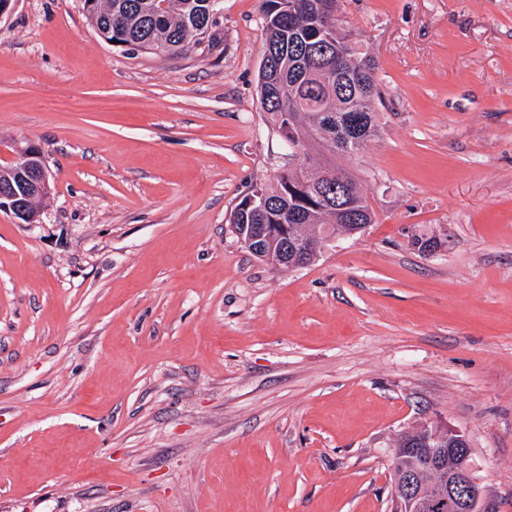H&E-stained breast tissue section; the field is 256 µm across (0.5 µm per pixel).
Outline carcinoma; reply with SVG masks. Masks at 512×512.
<instances>
[{
    "mask_svg": "<svg viewBox=\"0 0 512 512\" xmlns=\"http://www.w3.org/2000/svg\"><path fill=\"white\" fill-rule=\"evenodd\" d=\"M91 2L85 17L106 41L134 50L177 53L200 40L216 0ZM323 2L263 0V55L269 65L259 72L258 92L266 122L289 151L298 155L313 140L332 156H352L379 130L377 66L342 32V19L326 18L320 8ZM353 112L364 117L354 133L346 126ZM328 170L341 176L343 184L325 179ZM259 193L273 202L266 214L245 210L249 198ZM231 217L237 225H288V234L305 244L313 260L334 235L374 222L372 206L356 177L328 158L317 168L303 164L271 185L254 187ZM429 431L448 440V431L429 423L404 434L397 447L407 448Z\"/></svg>",
    "mask_w": 512,
    "mask_h": 512,
    "instance_id": "obj_1",
    "label": "carcinoma"
}]
</instances>
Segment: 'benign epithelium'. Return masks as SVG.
<instances>
[{"instance_id":"1","label":"benign epithelium","mask_w":512,"mask_h":512,"mask_svg":"<svg viewBox=\"0 0 512 512\" xmlns=\"http://www.w3.org/2000/svg\"><path fill=\"white\" fill-rule=\"evenodd\" d=\"M0 210H7L25 224L38 220L39 210L29 212L26 202H37L51 192L52 174L43 148L29 142L14 153V158L0 166ZM241 242L250 251L261 249L260 240L281 238L271 224H245L239 233ZM470 448H438L429 456L427 467L434 473L432 495H426L415 470L401 464L402 449L394 451L392 467H401L405 475L402 488L394 491L401 512H434L448 507V512H493L484 489L471 475Z\"/></svg>"}]
</instances>
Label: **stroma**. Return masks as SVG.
<instances>
[{
	"mask_svg": "<svg viewBox=\"0 0 512 512\" xmlns=\"http://www.w3.org/2000/svg\"><path fill=\"white\" fill-rule=\"evenodd\" d=\"M221 9L177 54L83 0L0 16V143L53 173L37 223L0 211V512H388L426 422L512 512V0H340L382 94L347 162L375 217L290 269L229 222L289 159L261 0Z\"/></svg>",
	"mask_w": 512,
	"mask_h": 512,
	"instance_id": "1",
	"label": "stroma"
}]
</instances>
